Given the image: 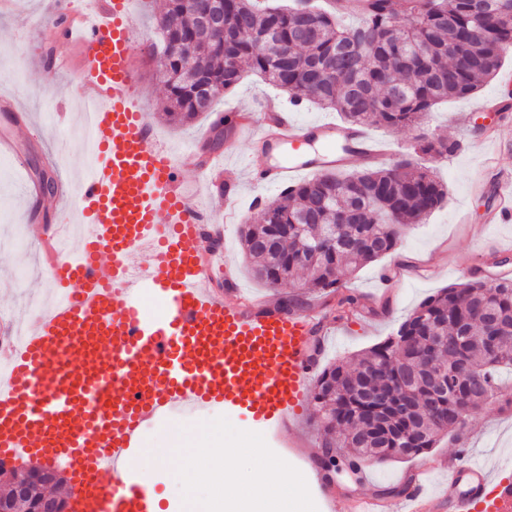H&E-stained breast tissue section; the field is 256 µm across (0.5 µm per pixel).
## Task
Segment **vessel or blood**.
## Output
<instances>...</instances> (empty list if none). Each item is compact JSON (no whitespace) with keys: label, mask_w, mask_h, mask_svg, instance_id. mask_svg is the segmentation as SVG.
Listing matches in <instances>:
<instances>
[{"label":"vessel or blood","mask_w":512,"mask_h":512,"mask_svg":"<svg viewBox=\"0 0 512 512\" xmlns=\"http://www.w3.org/2000/svg\"><path fill=\"white\" fill-rule=\"evenodd\" d=\"M58 37L80 50L83 100L96 104V158L71 191L83 234L63 250L66 224L43 225L45 280L60 290L23 336L0 344V460L64 462L79 491L69 512H154V493L134 468L147 427L181 410L221 408L262 430L273 447L298 453L294 428L308 409L329 327L315 311L283 313L248 295L223 266L212 239L242 219L238 190L224 194L212 225L185 177L192 155L159 141L136 93L133 0H55ZM258 149L248 182L261 203L269 188L379 160L381 143L361 129L295 123L270 100L243 113ZM492 223L512 220V192L496 188ZM446 477H425L398 512H512V477L466 453L442 459ZM326 502L346 512H387L377 495L347 492L325 475Z\"/></svg>","instance_id":"vessel-or-blood-1"}]
</instances>
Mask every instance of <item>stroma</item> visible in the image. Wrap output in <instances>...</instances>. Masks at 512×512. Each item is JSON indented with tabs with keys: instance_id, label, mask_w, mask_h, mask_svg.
Masks as SVG:
<instances>
[{
	"instance_id": "1",
	"label": "stroma",
	"mask_w": 512,
	"mask_h": 512,
	"mask_svg": "<svg viewBox=\"0 0 512 512\" xmlns=\"http://www.w3.org/2000/svg\"><path fill=\"white\" fill-rule=\"evenodd\" d=\"M165 2L136 0V27L141 36L134 42V60L138 92L148 118L159 139L180 156L208 142L213 119L202 116L181 128L165 119V86L153 59L156 18ZM53 10V0H13L11 8L0 10V95L14 96L20 104L19 119L0 117V132L13 138L18 151L14 157L0 155V206L7 214L6 220H0V309L10 316L26 311V301L33 296L37 282L38 239L23 186L42 170L52 179L74 183L86 161L77 135L81 95L69 67L75 50L61 42L48 49L43 46L44 25ZM511 74L512 50L504 54L495 76L476 94L435 107L427 122L429 133L460 142L496 122L512 137V109L496 113L480 109L490 98L501 100L512 92L502 83ZM284 97V92L247 73L232 91L220 97L216 109L251 110L258 108L260 101ZM464 113L470 116L465 125L457 120ZM421 163L444 184L445 201L423 223L406 229L393 254L346 280L344 292L364 298L361 310L342 317L334 308H321V315L332 326L322 364L356 360L390 336L423 300L470 280L472 268L482 267L487 283L494 282L499 260H506L512 268V222L486 221L495 203L497 181L512 174V150L493 155L488 147L480 146L444 158L425 157ZM17 236L26 239V246L14 244ZM224 258L249 293L271 303L287 293V286L270 287L254 276L238 230L227 231ZM498 384L496 397L481 405L459 434L441 437L435 448L415 458L370 464L361 493L375 494L384 487L404 484L417 470L432 469L437 459L459 448L468 449L473 460L494 471L503 462L512 461V369L500 371ZM139 475L160 497L161 507L179 512L182 492L174 465L149 461Z\"/></svg>"
}]
</instances>
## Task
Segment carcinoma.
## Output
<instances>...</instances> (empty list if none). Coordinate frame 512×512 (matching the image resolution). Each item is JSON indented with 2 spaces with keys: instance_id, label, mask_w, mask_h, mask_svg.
Returning <instances> with one entry per match:
<instances>
[{
  "instance_id": "1",
  "label": "carcinoma",
  "mask_w": 512,
  "mask_h": 512,
  "mask_svg": "<svg viewBox=\"0 0 512 512\" xmlns=\"http://www.w3.org/2000/svg\"><path fill=\"white\" fill-rule=\"evenodd\" d=\"M357 2L361 23L347 29L339 13L300 3L224 0V15L236 25L220 46L197 29L189 0H167L157 20V68L170 121L184 125L206 110L167 72H199L222 94L239 84L246 66L294 106L310 102L360 127L415 129L437 104L476 93L500 67L501 46L512 43V0H492L485 15L471 12V0ZM178 42L193 45L192 54H175ZM404 46L412 50L410 60L389 70L372 67L370 58ZM326 68L349 79L325 75ZM417 146L430 156L454 150V143L425 131ZM445 196L442 183L402 154L386 168L328 171L297 184L283 203L242 225L240 238L257 279L279 286L303 273L309 294L350 313L363 307L362 298L341 293L342 281L395 251L400 235L389 225L422 223ZM303 222L300 234L295 225ZM503 366H512V280L441 289L357 365L343 361L317 375L323 465L346 475L361 460L420 455L440 435L464 428L493 396L494 373ZM437 382L448 391L432 394ZM0 505L30 512L10 487L0 490Z\"/></svg>"
}]
</instances>
